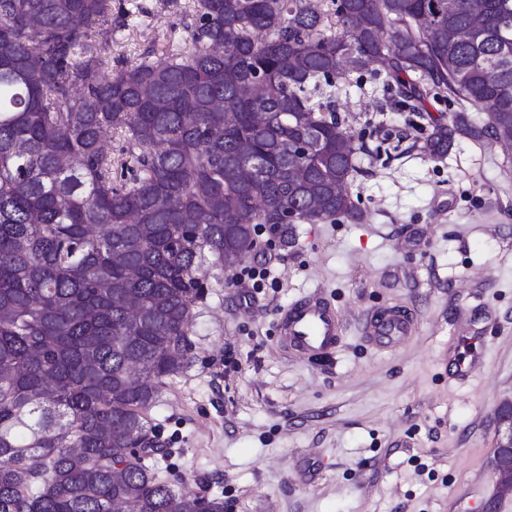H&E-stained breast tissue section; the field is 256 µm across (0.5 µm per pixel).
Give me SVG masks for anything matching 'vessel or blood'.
Listing matches in <instances>:
<instances>
[{"label": "vessel or blood", "instance_id": "vessel-or-blood-1", "mask_svg": "<svg viewBox=\"0 0 512 512\" xmlns=\"http://www.w3.org/2000/svg\"><path fill=\"white\" fill-rule=\"evenodd\" d=\"M414 328V320L405 309L390 307L367 317L362 333L374 346L393 350L406 342ZM276 329L284 349L314 362L329 359L343 333L335 307L319 293L306 295L282 309ZM453 363L457 378L466 379L481 368L483 351L472 340L458 339Z\"/></svg>", "mask_w": 512, "mask_h": 512}]
</instances>
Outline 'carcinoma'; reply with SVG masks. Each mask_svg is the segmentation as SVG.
I'll return each mask as SVG.
<instances>
[{
  "mask_svg": "<svg viewBox=\"0 0 512 512\" xmlns=\"http://www.w3.org/2000/svg\"><path fill=\"white\" fill-rule=\"evenodd\" d=\"M332 3L197 0L184 44L106 74L107 0H0V512H221L159 478L149 411L189 361L202 263L290 209L358 219L321 81L430 80L512 143V0Z\"/></svg>",
  "mask_w": 512,
  "mask_h": 512,
  "instance_id": "carcinoma-1",
  "label": "carcinoma"
}]
</instances>
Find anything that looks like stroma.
<instances>
[{
    "instance_id": "obj_1",
    "label": "stroma",
    "mask_w": 512,
    "mask_h": 512,
    "mask_svg": "<svg viewBox=\"0 0 512 512\" xmlns=\"http://www.w3.org/2000/svg\"><path fill=\"white\" fill-rule=\"evenodd\" d=\"M112 56L162 58L195 22L191 0H111ZM405 99L385 70L327 88L355 137L348 186L361 219L261 226L237 267L204 264L190 360L150 412L158 475L227 512H485L496 413L512 399V149L487 113L425 81ZM447 153L430 155L436 126ZM273 258L261 288L239 268ZM314 292L343 336L322 363L284 352L278 312ZM416 330L395 350L362 336L374 308ZM476 336L467 381L444 359Z\"/></svg>"
}]
</instances>
